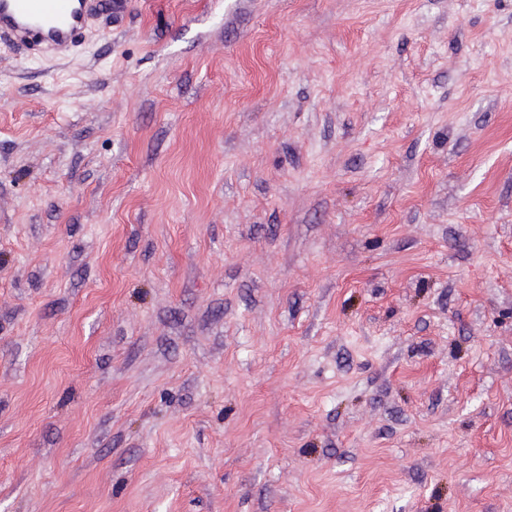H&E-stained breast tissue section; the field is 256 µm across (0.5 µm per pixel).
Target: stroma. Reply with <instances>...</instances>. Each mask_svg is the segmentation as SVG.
I'll list each match as a JSON object with an SVG mask.
<instances>
[{
	"label": "stroma",
	"mask_w": 512,
	"mask_h": 512,
	"mask_svg": "<svg viewBox=\"0 0 512 512\" xmlns=\"http://www.w3.org/2000/svg\"><path fill=\"white\" fill-rule=\"evenodd\" d=\"M0 512H512V0L0 33Z\"/></svg>",
	"instance_id": "stroma-1"
}]
</instances>
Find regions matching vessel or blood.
<instances>
[{
    "label": "vessel or blood",
    "instance_id": "vessel-or-blood-1",
    "mask_svg": "<svg viewBox=\"0 0 512 512\" xmlns=\"http://www.w3.org/2000/svg\"><path fill=\"white\" fill-rule=\"evenodd\" d=\"M90 0H0V32L38 52L68 53L83 38Z\"/></svg>",
    "mask_w": 512,
    "mask_h": 512
}]
</instances>
